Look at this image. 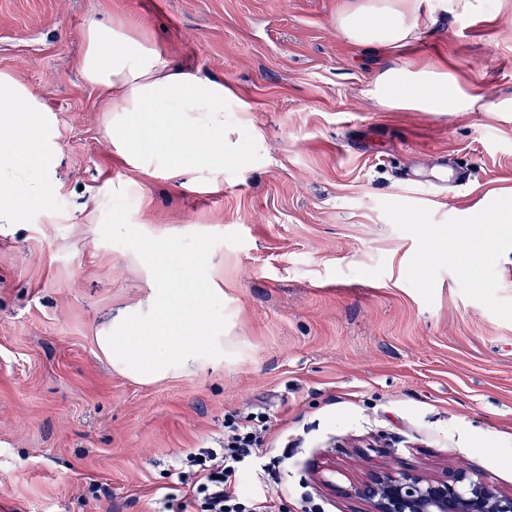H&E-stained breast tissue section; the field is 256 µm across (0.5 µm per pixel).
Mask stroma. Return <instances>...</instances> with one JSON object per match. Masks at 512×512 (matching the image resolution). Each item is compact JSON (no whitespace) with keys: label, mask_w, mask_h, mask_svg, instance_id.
Wrapping results in <instances>:
<instances>
[{"label":"stroma","mask_w":512,"mask_h":512,"mask_svg":"<svg viewBox=\"0 0 512 512\" xmlns=\"http://www.w3.org/2000/svg\"><path fill=\"white\" fill-rule=\"evenodd\" d=\"M351 2L0 0V71L57 145L50 206L0 223V512H194L177 469L230 416L282 457L280 512H365L372 465L512 492V223L491 220L512 204V0H432L405 55L452 66L470 112L382 107L389 57L342 36ZM92 21L231 87L223 168L146 172L113 146L77 68ZM154 269L220 287L223 365L143 385L103 358L98 329Z\"/></svg>","instance_id":"stroma-1"}]
</instances>
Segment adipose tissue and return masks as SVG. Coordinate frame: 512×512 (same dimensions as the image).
I'll use <instances>...</instances> for the list:
<instances>
[{
	"mask_svg": "<svg viewBox=\"0 0 512 512\" xmlns=\"http://www.w3.org/2000/svg\"><path fill=\"white\" fill-rule=\"evenodd\" d=\"M426 0H359L338 26L355 45L396 52L418 41L431 14ZM81 76L111 96L113 145H126L137 162L164 161L172 171L224 164L223 83L172 67L143 34L124 24L92 22L82 33ZM389 110L470 112L479 100L456 71L439 64L394 60L372 91ZM55 160L51 126L40 105L11 74L0 72V221L22 220V200L49 197ZM205 292L177 288L155 273L145 300L120 309L95 338L112 369L141 384L190 376L224 359L223 326L201 327Z\"/></svg>",
	"mask_w": 512,
	"mask_h": 512,
	"instance_id": "1",
	"label": "adipose tissue"
}]
</instances>
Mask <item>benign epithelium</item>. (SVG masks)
Instances as JSON below:
<instances>
[{
  "mask_svg": "<svg viewBox=\"0 0 512 512\" xmlns=\"http://www.w3.org/2000/svg\"><path fill=\"white\" fill-rule=\"evenodd\" d=\"M369 512H512V493L464 469L425 477L414 469H370L354 488Z\"/></svg>",
  "mask_w": 512,
  "mask_h": 512,
  "instance_id": "7a95c632",
  "label": "benign epithelium"
}]
</instances>
